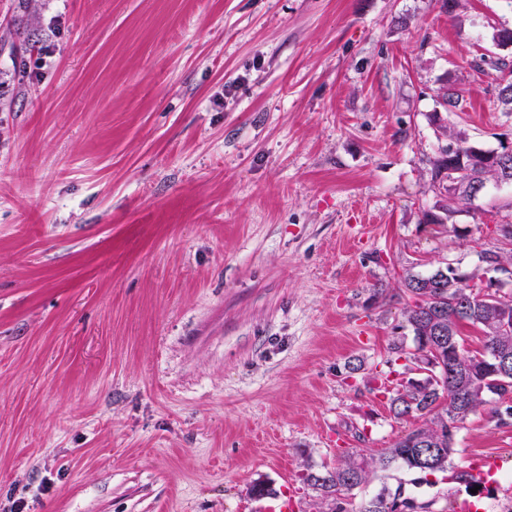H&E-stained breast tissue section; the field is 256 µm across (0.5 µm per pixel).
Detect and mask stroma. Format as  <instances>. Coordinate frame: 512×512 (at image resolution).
<instances>
[{
	"label": "stroma",
	"mask_w": 512,
	"mask_h": 512,
	"mask_svg": "<svg viewBox=\"0 0 512 512\" xmlns=\"http://www.w3.org/2000/svg\"><path fill=\"white\" fill-rule=\"evenodd\" d=\"M502 28L512 0H0V512H268L259 480L317 512L305 466L391 447L403 277H482L512 223L511 186L423 218L439 124L512 143ZM455 448L344 512H493L454 474L494 453L512 492V418ZM399 499H401L402 503H404L407 507L413 509V511L410 512H418L414 510L416 508L421 510V512H430L428 509L433 504L432 501L418 502L413 497L405 496L402 486H398L394 493L384 489L375 497L364 501L360 506L359 512H396L409 510L408 508L403 507L401 504L398 505Z\"/></svg>",
	"instance_id": "35a3bbf8"
}]
</instances>
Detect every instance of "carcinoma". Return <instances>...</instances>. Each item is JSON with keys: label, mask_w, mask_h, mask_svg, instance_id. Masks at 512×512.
I'll use <instances>...</instances> for the list:
<instances>
[{"label": "carcinoma", "mask_w": 512, "mask_h": 512, "mask_svg": "<svg viewBox=\"0 0 512 512\" xmlns=\"http://www.w3.org/2000/svg\"><path fill=\"white\" fill-rule=\"evenodd\" d=\"M438 98L445 111L459 110L460 95L455 90L443 89ZM497 100L505 114L512 115V78H503L498 83ZM442 135L458 141L459 145L452 153L448 148L440 147L438 155L431 161V186L439 197L436 205L439 213H425L430 224L442 223L441 214L454 212L457 205L471 200L490 180L497 184H512V154L499 159L492 158L489 151L480 154L475 147L466 145L463 132L448 126L442 128ZM500 233L504 239L503 247L496 251L484 250L480 254L487 269H512V224L501 225ZM468 279L467 274L451 264L424 275L404 277L402 285L414 303L405 308L403 316L413 334L416 352L406 351L401 339L390 345L391 353L415 363L420 359L418 353L424 351L425 340L438 331L446 336V345L430 368L438 380L411 389L397 388L390 396V412L395 419L412 417L423 420V423L407 430L377 458L364 454L360 448L346 454L330 470L304 472L301 476L303 484L317 493L321 501L319 512H343L341 496L363 484L378 468L386 469L399 463L426 475L445 471L455 453L453 438L458 424L494 400L512 398V376H493L477 363L478 358L491 359L499 352L512 356V322L505 328L499 320L502 308L512 311V293L475 292L466 284ZM464 323L483 331L482 350L473 353L465 349L460 336ZM450 362L459 374L451 386L444 379ZM432 440L436 441V453L429 464L422 466L419 455L426 451L423 443ZM400 502L421 512H429L432 505L430 501L419 502L404 495L399 486L393 492L384 490L364 501L359 512H395Z\"/></svg>", "instance_id": "1"}]
</instances>
